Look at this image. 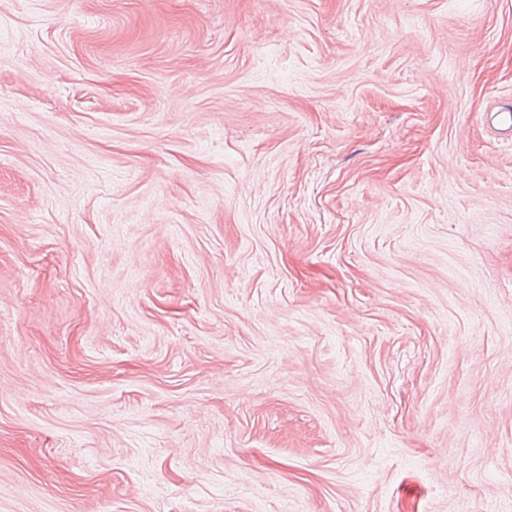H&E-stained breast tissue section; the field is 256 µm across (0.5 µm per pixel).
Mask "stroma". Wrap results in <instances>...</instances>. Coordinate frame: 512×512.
<instances>
[{"mask_svg":"<svg viewBox=\"0 0 512 512\" xmlns=\"http://www.w3.org/2000/svg\"><path fill=\"white\" fill-rule=\"evenodd\" d=\"M512 0H0V512H512Z\"/></svg>","mask_w":512,"mask_h":512,"instance_id":"1","label":"stroma"}]
</instances>
